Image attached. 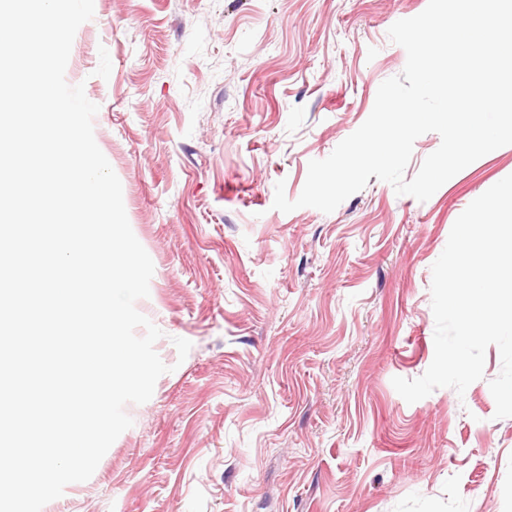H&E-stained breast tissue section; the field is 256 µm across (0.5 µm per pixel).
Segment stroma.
Returning <instances> with one entry per match:
<instances>
[{"label":"stroma","mask_w":512,"mask_h":512,"mask_svg":"<svg viewBox=\"0 0 512 512\" xmlns=\"http://www.w3.org/2000/svg\"><path fill=\"white\" fill-rule=\"evenodd\" d=\"M428 0H94L65 78L149 254L137 310L168 373L92 477L43 512H512V417L484 376L407 403L435 353L431 267L512 145L427 201L369 178L274 209L370 115ZM191 342L179 358L174 338Z\"/></svg>","instance_id":"obj_1"}]
</instances>
